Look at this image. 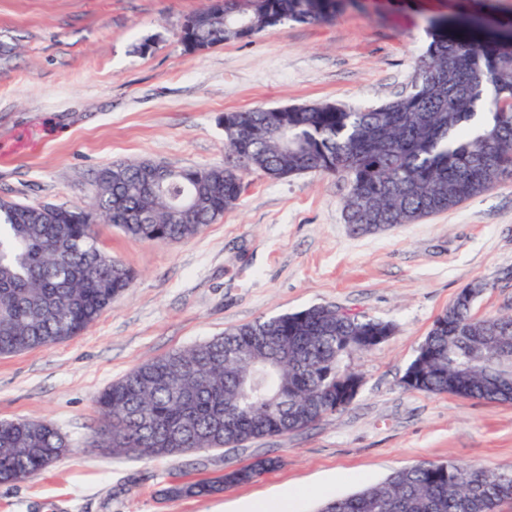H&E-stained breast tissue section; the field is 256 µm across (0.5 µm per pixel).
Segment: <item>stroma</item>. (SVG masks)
I'll list each match as a JSON object with an SVG mask.
<instances>
[{"label":"stroma","mask_w":512,"mask_h":512,"mask_svg":"<svg viewBox=\"0 0 512 512\" xmlns=\"http://www.w3.org/2000/svg\"><path fill=\"white\" fill-rule=\"evenodd\" d=\"M208 0H0V197L72 206L116 162L175 168L224 162V115L312 102L370 106L408 92L437 17L512 22V0H355L312 25L287 22L204 53L180 41ZM235 208L180 242L141 241L109 224L101 247L136 274L83 335L0 356V420L41 417L71 448L46 470L0 485V512H233L291 488L299 512L423 461L512 467V403L405 389L435 318L487 282L476 316L512 313V179L457 208L353 233L344 180L252 173ZM323 304L393 324L355 354L354 402L315 425L177 457L92 447L96 397L139 364L257 318ZM273 457L257 480L208 497L165 488Z\"/></svg>","instance_id":"stroma-1"}]
</instances>
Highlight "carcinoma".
Listing matches in <instances>:
<instances>
[{"label": "carcinoma", "mask_w": 512, "mask_h": 512, "mask_svg": "<svg viewBox=\"0 0 512 512\" xmlns=\"http://www.w3.org/2000/svg\"><path fill=\"white\" fill-rule=\"evenodd\" d=\"M347 0H234L190 17V52L238 41L284 21L315 24ZM408 93L377 105L302 104L276 114H224L226 162L182 168L155 192L142 160L97 171L90 201L66 207L0 197V356L50 348L86 332L130 288L134 272L96 243L112 224L141 241L181 242L234 208L243 176L272 180L332 173L347 184L343 209L356 234L412 224L458 207L512 175V38L430 21ZM455 299L422 345L417 390L512 402V315L477 317ZM394 327L328 305L261 318L143 362L96 397V447L114 455L172 457L238 447L304 430L336 412V388L355 375L348 336ZM65 437L39 418L0 421V485L21 482L66 454ZM274 458L167 496L206 497L249 483ZM512 499V470L420 462L338 499L325 512H496Z\"/></svg>", "instance_id": "obj_1"}]
</instances>
